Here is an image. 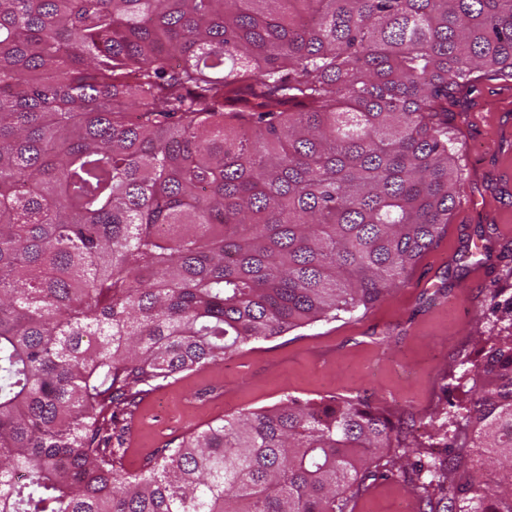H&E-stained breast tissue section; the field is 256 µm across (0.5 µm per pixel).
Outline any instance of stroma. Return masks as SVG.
Wrapping results in <instances>:
<instances>
[{
	"instance_id": "35a3bbf8",
	"label": "stroma",
	"mask_w": 512,
	"mask_h": 512,
	"mask_svg": "<svg viewBox=\"0 0 512 512\" xmlns=\"http://www.w3.org/2000/svg\"><path fill=\"white\" fill-rule=\"evenodd\" d=\"M448 120L461 197L472 200V210H454L447 233L372 307L250 343L148 395L130 421V470L187 432L289 395L369 401L413 423L429 456H446L478 341L512 323L499 308L512 297V183L500 177L512 163V80L479 77L460 92ZM434 416L443 434L429 427ZM355 512H422V505L393 477L372 482Z\"/></svg>"
}]
</instances>
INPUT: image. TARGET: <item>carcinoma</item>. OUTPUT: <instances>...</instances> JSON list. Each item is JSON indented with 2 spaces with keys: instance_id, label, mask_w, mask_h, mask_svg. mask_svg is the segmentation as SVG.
Returning a JSON list of instances; mask_svg holds the SVG:
<instances>
[{
  "instance_id": "cac0c4a2",
  "label": "carcinoma",
  "mask_w": 512,
  "mask_h": 512,
  "mask_svg": "<svg viewBox=\"0 0 512 512\" xmlns=\"http://www.w3.org/2000/svg\"><path fill=\"white\" fill-rule=\"evenodd\" d=\"M512 0H0V512H512V324L450 458L289 396L123 460L143 397L368 308L461 193L448 102ZM372 482L368 480L367 483ZM417 495L401 478L378 479L357 500L354 512H423Z\"/></svg>"
}]
</instances>
